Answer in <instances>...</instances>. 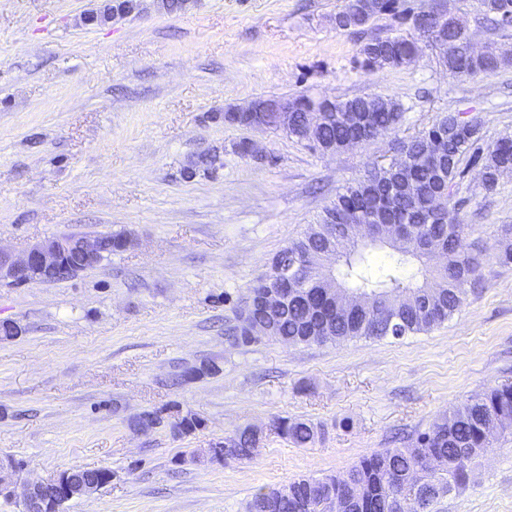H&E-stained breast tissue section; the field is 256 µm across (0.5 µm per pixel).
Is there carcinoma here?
Returning a JSON list of instances; mask_svg holds the SVG:
<instances>
[{
	"label": "carcinoma",
	"instance_id": "1",
	"mask_svg": "<svg viewBox=\"0 0 512 512\" xmlns=\"http://www.w3.org/2000/svg\"><path fill=\"white\" fill-rule=\"evenodd\" d=\"M479 12L500 28L512 25V0H477ZM136 0H114L103 13L91 17L106 21L114 12L130 13ZM387 16L408 22L402 32H376L374 23ZM336 30L351 36L361 66L367 71L397 69L415 59L418 41L433 39L450 45L443 64L456 77L494 73L512 63L489 46L470 50L468 29L448 21L437 0H342L334 16ZM318 99L306 94L288 100L293 125L288 136L323 154H337L353 139L365 143L371 135L396 132L403 119L398 101L378 95L356 96L325 104V115L309 111ZM448 139V153L428 154L431 141ZM476 123L457 125L448 113L431 128L401 142L399 156L387 165H374L344 186L335 199L308 225L303 235L289 242L256 277L242 298L236 317L224 330L236 347L264 340L290 345L341 344L354 339H400L426 333L448 320L465 304L469 289L480 279L482 262L461 248L465 225L451 204L455 180L462 165L480 167L482 186L496 188L502 175L512 171V136L493 145L479 146ZM357 224H398L402 239L386 248L374 241L361 242L348 230ZM336 239V257L322 253ZM431 242L447 251V265L432 266L421 257L420 245ZM385 250L376 261L373 254ZM492 258L512 263V225L501 227ZM336 262V289L373 292L386 304L375 313L365 308L341 309L323 294L318 275L323 262ZM300 271L307 287L286 288V300L275 314L267 313L259 299L272 280L288 281ZM261 322L269 336L251 335ZM512 424V386L492 387L466 399L427 431L401 447L384 448L359 459L340 476L299 478L279 487H261L247 512H331L329 496L340 493L348 512H433L439 499L464 488L469 480L464 460L477 458L476 449L487 445L486 431L494 421ZM273 430L298 447H306L320 430L301 419L277 417ZM260 441L255 429L243 427L224 437L227 459L247 460ZM422 483L421 503L406 504L398 497L402 482Z\"/></svg>",
	"mask_w": 512,
	"mask_h": 512
}]
</instances>
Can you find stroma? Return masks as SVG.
<instances>
[{
  "label": "stroma",
  "instance_id": "1",
  "mask_svg": "<svg viewBox=\"0 0 512 512\" xmlns=\"http://www.w3.org/2000/svg\"><path fill=\"white\" fill-rule=\"evenodd\" d=\"M109 0H0V247L124 232L132 247L78 276L0 285V457L16 484L67 469L112 480L63 512H246L256 489L344 473L428 430L487 387L512 384V264H486L466 305L433 330L339 346H230L224 324L272 256L338 191L401 140L452 112L479 118L483 144L512 136V66L449 75L429 44L410 66L368 72L336 32L340 0H164L102 24ZM477 46L512 54L475 0H445ZM399 101V131L323 155L280 130L224 112L297 94ZM254 140V153L237 144ZM466 167L454 199L463 249L492 248L512 224V173L488 192ZM216 362V374L192 377ZM161 416L138 429L140 415ZM193 414L200 426L178 430ZM312 422L295 447L274 417ZM262 429L252 459L210 463L202 449ZM434 512H512V434L479 458L468 487Z\"/></svg>",
  "mask_w": 512,
  "mask_h": 512
}]
</instances>
